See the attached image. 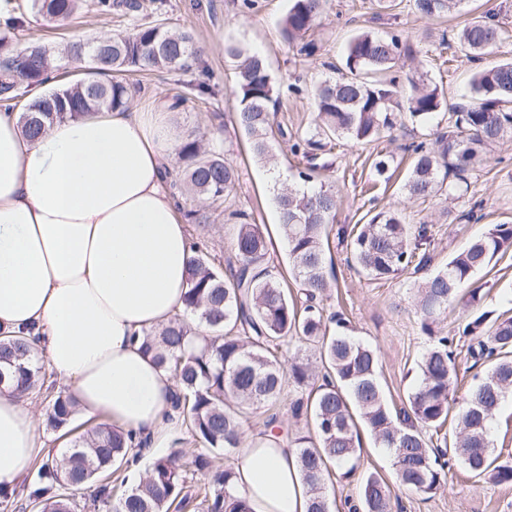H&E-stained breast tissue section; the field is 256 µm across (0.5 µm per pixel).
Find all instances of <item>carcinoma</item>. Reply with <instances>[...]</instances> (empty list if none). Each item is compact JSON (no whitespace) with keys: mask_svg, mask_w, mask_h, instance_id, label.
<instances>
[{"mask_svg":"<svg viewBox=\"0 0 512 512\" xmlns=\"http://www.w3.org/2000/svg\"><path fill=\"white\" fill-rule=\"evenodd\" d=\"M79 0H31V8L54 21H66ZM325 0H291L281 33L297 47L301 57H310L316 45L310 32L322 14ZM468 0H414L420 16L432 18L459 12ZM19 20L9 18L0 31V95L9 107L21 108L20 121L26 133L38 135L46 124L75 118L87 112L125 110L131 99L127 82L115 78L123 72H169L186 70L199 60L201 51L188 31L171 32L161 22L134 25L132 31L104 37L98 59L82 53L85 41H73L67 55L86 57L93 77L63 85L41 97L18 105V90L41 85L60 65L49 48L33 44L22 50L13 46ZM495 15L486 14L467 22L454 36L456 51L469 61H479L503 39ZM235 63L233 93L238 100L234 122L251 144L254 157L272 158L271 108L280 90L264 59L237 44L225 47ZM402 56H413L410 45L397 34L377 35L361 31L348 44L349 74L325 80L314 89L316 113L313 126L292 138L290 151L308 161L297 171L303 184L283 188L276 195L281 230L288 243L291 275L303 294L297 302L284 287L280 275L268 265V246L263 225L250 222L241 211L234 227L232 251L235 264L229 273L195 254L189 266L184 315L170 321L143 341L146 352L178 383L176 407L183 424L201 451L184 461L177 454L156 456L146 476L118 496L106 483L113 467L127 462L131 453L128 436L102 424L71 441L61 455L44 462L29 499L38 512H74L76 504L62 492L60 481L73 489L100 482L92 499L99 512H185L196 499L204 512H250L235 491L232 468L213 467L212 454L235 453L241 447L248 411L273 405L289 386L309 389L307 400L294 405L293 414L305 412L313 420L316 435L288 439L296 448L301 477L310 499L307 512H331L328 483L331 477L348 479L359 468L361 442L357 421H362L381 448L389 450L396 479L416 493L431 497L448 486L454 466L461 465L496 484L512 483V464L492 458L491 421L502 402L512 396V316H493L483 308L484 294L476 288L461 289L496 256L512 249V224H488L484 232L448 257L447 264L415 283L416 313L432 339L417 364V383L407 407L392 411L378 381L379 356L375 347L347 334L341 317H327L320 302L330 287L333 269L328 267L324 240L335 217L334 188L320 183L305 185L329 164L317 165L314 151L337 137L369 144L393 129V114L407 111L414 122L428 120L445 105L437 85L413 72L404 77L367 80L364 74L387 73ZM469 104L450 117L452 130L437 135L436 145L412 146V167L404 185L411 199L426 200L448 191L455 199L460 184L467 183L486 150L512 135V61L478 69L470 84ZM178 162L183 179L173 184L182 191L201 194L224 204L239 180L236 168L224 161L223 152L206 148L189 138L180 147ZM339 243L358 271L376 280L393 279L411 269L418 273L430 262L423 247L431 244L426 224H407L402 213L376 212L366 224L338 228ZM462 302L472 312L457 327L470 338L468 352L486 363L478 384L457 395L455 358L448 350L453 339L434 334V326L448 305ZM191 315L210 335L204 345L191 346L195 334L186 319ZM298 341L317 347L323 375L311 363L296 357L285 366L282 347ZM29 336L0 340V389L18 384L34 391L41 367L30 363ZM323 378L317 383V378ZM74 400L57 395L47 421L54 428L67 424L74 414ZM453 431H443L448 419ZM432 429L437 438L426 437ZM207 471L210 479L201 487L189 476ZM355 512H393L391 488L377 472L362 475Z\"/></svg>","mask_w":512,"mask_h":512,"instance_id":"carcinoma-1","label":"carcinoma"}]
</instances>
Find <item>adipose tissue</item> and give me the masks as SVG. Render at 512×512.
<instances>
[{"label": "adipose tissue", "instance_id": "obj_1", "mask_svg": "<svg viewBox=\"0 0 512 512\" xmlns=\"http://www.w3.org/2000/svg\"><path fill=\"white\" fill-rule=\"evenodd\" d=\"M178 109L90 112L29 137L0 110V336L34 337L79 414L153 450L176 429L172 374L141 342L184 309L192 257L167 188ZM27 394L0 391V486L41 452ZM252 512H306L295 449L252 433L232 461Z\"/></svg>", "mask_w": 512, "mask_h": 512}]
</instances>
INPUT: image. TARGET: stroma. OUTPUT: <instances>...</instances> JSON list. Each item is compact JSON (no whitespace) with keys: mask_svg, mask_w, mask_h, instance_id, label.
<instances>
[{"mask_svg":"<svg viewBox=\"0 0 512 512\" xmlns=\"http://www.w3.org/2000/svg\"><path fill=\"white\" fill-rule=\"evenodd\" d=\"M95 0L65 24L49 21L35 13L30 0H0V10H19L24 15V28L18 34L17 47L40 43L56 50L67 42L88 36L126 33L132 23L117 13L104 14L94 7ZM168 29L191 32L203 53L198 64L186 71L145 75L129 73L130 83L137 85L130 109H145L157 100L178 102L177 123L187 134L204 145L219 146L227 161L241 172L240 183L231 192L236 208L249 213L256 223L265 225L269 239L270 263L281 273H288V249L278 224L274 185L294 183L297 163L287 143L272 136L274 165L257 161L248 139L234 131L231 120L237 110L232 92L234 66L224 46L239 42L264 57L268 69L281 90L282 103L275 109L274 124L292 131L306 132L315 111L309 85L345 73L346 46L350 38L362 30L378 34H400L414 51L412 70L424 73L443 90L448 104L463 103L473 64L454 61L440 64V42L453 38L463 25L462 16L451 14L432 19L420 18L413 0H395L390 9L380 8L378 0H326L311 38L317 45L314 56L298 59L295 48L281 36L282 20L288 12L289 0H253L244 8L242 0H143ZM472 16L494 12L509 36L485 55L484 64L512 59V0H470ZM205 81L208 93L201 94L193 85ZM304 86L302 94L290 91L293 85ZM435 124L415 123L401 116L391 136L364 145L347 140L338 141L331 151L332 169L325 177L334 185L340 198L329 231L340 226H353L369 220L387 207L402 209L409 224H430L432 241L429 247L431 268L444 266L448 256L478 237L489 224H512V137L493 148L483 165L468 178V190L455 201L437 196L427 200L408 199L404 183L412 157L408 146L414 142L435 139ZM393 154L396 171L389 183H373L370 164L377 152ZM481 204L483 218L478 222H450L443 209L452 214ZM184 210L201 215V222L189 225L188 234L212 265L227 269L232 257L231 227L221 211L210 207L201 195L182 193ZM336 285L322 302L325 315L343 314L350 321L352 335L379 350V382L388 403L401 406L416 382V364L427 348L430 338L423 332L415 312L416 274L405 271L393 280H374L348 267L346 253L332 248ZM482 289L488 308L512 311V252L501 256L496 264L479 272L470 282ZM64 390L60 382L32 392L29 405L38 420V429L48 452H61L65 442L60 431L47 422L49 404ZM302 389H291L273 410L260 409L248 415L245 431L265 428L270 413H277L291 434L314 432L311 419L292 418L291 404L304 397ZM360 468L375 471L390 481L395 512H512V484L497 485L473 477L466 470H457L449 487L429 498L419 496L396 483L390 456L374 446L370 436H363Z\"/></svg>","mask_w":512,"mask_h":512,"instance_id":"1","label":"stroma"}]
</instances>
